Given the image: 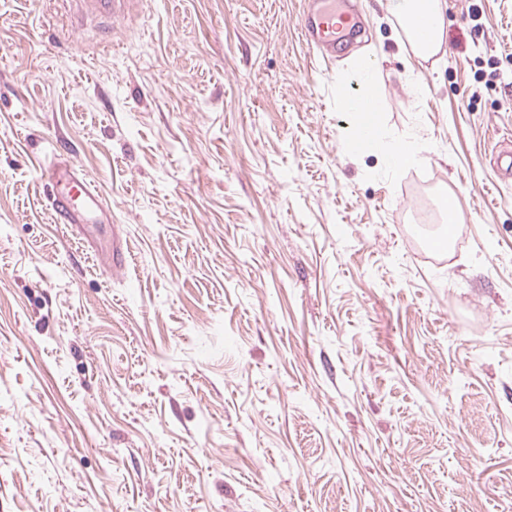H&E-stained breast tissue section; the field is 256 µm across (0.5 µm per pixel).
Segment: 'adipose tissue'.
Wrapping results in <instances>:
<instances>
[{"instance_id":"adipose-tissue-1","label":"adipose tissue","mask_w":512,"mask_h":512,"mask_svg":"<svg viewBox=\"0 0 512 512\" xmlns=\"http://www.w3.org/2000/svg\"><path fill=\"white\" fill-rule=\"evenodd\" d=\"M387 9L404 29L410 50L416 58L429 60L442 50L444 43V0H387ZM421 16L428 24V35L419 38L412 26L413 16ZM348 111L356 112L357 127L371 126L373 135L366 143H358L355 138H348L349 150L362 153L373 149L384 141H391L392 148L385 157L388 166L397 168L419 161V151L414 144L402 139H391L387 129L380 123L377 113L357 112L355 103H348Z\"/></svg>"}]
</instances>
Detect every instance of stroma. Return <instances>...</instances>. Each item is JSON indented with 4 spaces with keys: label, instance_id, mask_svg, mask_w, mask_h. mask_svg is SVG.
<instances>
[{
    "label": "stroma",
    "instance_id": "35a3bbf8",
    "mask_svg": "<svg viewBox=\"0 0 512 512\" xmlns=\"http://www.w3.org/2000/svg\"><path fill=\"white\" fill-rule=\"evenodd\" d=\"M356 5L332 58L306 0H0V512H512V0L415 67ZM359 58L422 162L348 151ZM133 0H74L81 15H94L112 23L115 18L124 16ZM41 176L52 189L49 201L55 223L92 229L94 224L108 220L112 204L83 179L75 163L51 162L41 171Z\"/></svg>",
    "mask_w": 512,
    "mask_h": 512
}]
</instances>
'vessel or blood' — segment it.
Listing matches in <instances>:
<instances>
[{
  "mask_svg": "<svg viewBox=\"0 0 512 512\" xmlns=\"http://www.w3.org/2000/svg\"><path fill=\"white\" fill-rule=\"evenodd\" d=\"M308 8L300 23V36L313 49L335 51L337 23H349L354 10L339 11L336 0H307ZM78 11L103 20L124 16L130 0H76ZM50 185L49 196L55 223L93 228L107 220L112 205L79 174L75 163L56 161L41 172Z\"/></svg>",
  "mask_w": 512,
  "mask_h": 512,
  "instance_id": "vessel-or-blood-1",
  "label": "vessel or blood"
}]
</instances>
